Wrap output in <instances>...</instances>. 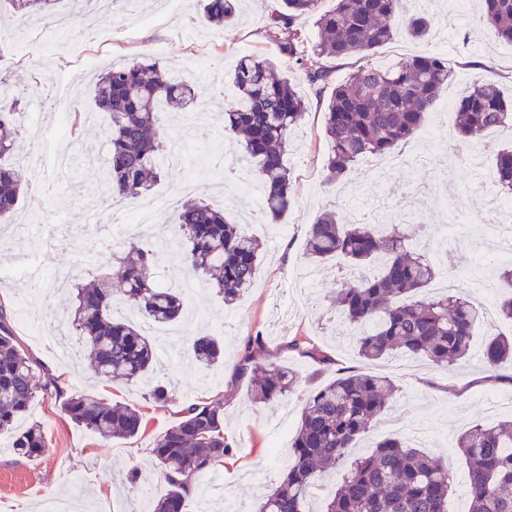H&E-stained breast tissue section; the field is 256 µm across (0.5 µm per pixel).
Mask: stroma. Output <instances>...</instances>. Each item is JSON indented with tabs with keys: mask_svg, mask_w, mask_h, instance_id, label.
<instances>
[{
	"mask_svg": "<svg viewBox=\"0 0 512 512\" xmlns=\"http://www.w3.org/2000/svg\"><path fill=\"white\" fill-rule=\"evenodd\" d=\"M275 6V0H242L238 22L224 28L206 23L199 0H183L177 13L169 12L165 0H142L140 16L113 15L105 35L90 40L86 30L95 15L82 0H67L60 11V24L53 26L46 25L39 15L21 16L6 2L0 5V31L7 36L9 54L8 60L0 62V75L22 96L26 119L20 132L30 144L45 137L31 115L57 88H64L68 100L81 111H93L92 67L76 62L87 46H94V67L99 68L143 54L173 73L193 69L196 57L202 55L220 60V67L198 79L201 94L196 104L175 121L176 133L187 148L185 161L171 166L153 191L162 193L175 182L194 176L195 198L222 207L230 222L260 239L264 252L255 283L231 306L224 305L200 280L191 279L178 246L159 254L157 283L182 279L192 285L184 296L185 312L174 326V335L156 339L161 368L136 384L98 379L87 355L81 353L67 361L58 352L61 332L55 315L72 307L73 294L29 290L24 283L47 279L58 271L86 276L111 272L113 255L141 235L140 229L127 221L133 206L118 204L104 215L92 250L54 252L52 243L70 233L81 234V195L84 186L97 181L99 168L87 167L76 178L63 179L38 205L33 202L34 188H25L13 223L0 224V306L10 317L14 335L66 393L92 394L114 404L135 406L143 413L144 424L136 438L106 440L70 422L53 396L37 394L32 418L43 427L46 450L40 459L26 460L10 452L8 435H0V512H46L53 500L71 503L75 512H145L166 490L151 455L156 439L188 404L219 396L224 399V435L235 442L237 453L216 470L224 481L226 497L215 512H254L285 469L288 442L310 383L332 381L342 368L389 378L398 388L388 409L361 440L359 453L369 452L380 438H406L412 430H424L423 451L447 459L458 481L448 499V512H467L468 495L461 487L467 468L455 442L474 424L512 418L507 406L512 399V369L503 368L502 379L492 378L482 355L490 335L512 336V322L495 312L480 320L468 360L445 370L400 353L365 362L357 357L349 337L335 333L336 312L331 300L337 280L348 276L349 268L341 264L325 267L320 298L315 302L299 288L298 273L307 264L304 244L309 226L322 208L335 204L349 213L378 206L385 223L405 225L413 244L435 264L439 279L430 285V293L441 292L440 280L447 274L470 273L492 286L489 294H475L476 304L495 308L508 294L500 286L499 268L484 265L498 245L489 227L498 198L495 192L480 187L474 172L460 163L453 177L461 190L460 207L466 222L447 223L445 213L428 206L413 215L403 209L400 196L416 178L419 167H444L449 158L466 151L454 127L448 126L431 136L419 134L411 139V146L423 149L418 163L406 162L383 172L358 166L352 173L359 183L356 193L334 203L333 187L325 180L328 146L323 115L316 92L303 78L304 69L318 68L322 60L309 54L303 65H295L277 41L266 37L264 22ZM423 8L432 22L429 36L423 40L397 36L376 49L370 62L387 65L427 52L441 54L454 62L456 70L448 99H455L475 81L494 84L505 99H512V44L498 38L488 24L463 15L459 0H425ZM246 55L274 62L278 73L295 83L307 104L288 153L292 202L281 218L288 227L284 235L277 234L275 225L253 222L252 200L225 202L224 194L234 181L208 160L215 152L229 163L238 155L239 144L224 134V107L211 96L220 87L225 98H232V76ZM204 332L214 333L224 346L223 365L211 370L184 357L188 342ZM258 333L268 341L270 360L297 376L287 406L255 402L247 379L235 376V365L248 338ZM292 339L319 348L333 359V367H320L286 349V342ZM159 381L170 390L162 407L148 398ZM134 469L141 471L143 478L132 486L127 477Z\"/></svg>",
	"mask_w": 512,
	"mask_h": 512,
	"instance_id": "obj_1",
	"label": "stroma"
}]
</instances>
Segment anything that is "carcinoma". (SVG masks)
Listing matches in <instances>:
<instances>
[{"label": "carcinoma", "mask_w": 512, "mask_h": 512, "mask_svg": "<svg viewBox=\"0 0 512 512\" xmlns=\"http://www.w3.org/2000/svg\"><path fill=\"white\" fill-rule=\"evenodd\" d=\"M6 2L18 14L39 13L53 23L62 0ZM320 3L282 0L268 16L265 32L290 60L301 64L310 50L324 59L319 68L304 72L311 86L327 88L336 63L353 61V73L323 100L326 180L342 185L359 161L392 156L416 135L448 92L455 64L436 53L384 67L365 62L400 28L415 39L428 36L429 17L406 11L403 0H336L326 11ZM481 7V19L512 43V0H482ZM239 9L240 0L203 3L206 20L217 26L234 24ZM303 16L316 17L318 39L313 43L296 25ZM232 86L235 96L224 112V133L240 138L243 160L257 172L263 194L257 222L276 224L291 205L288 136L302 120L305 102L291 80L257 56L240 60ZM93 92L95 110L107 118L108 203L148 195L166 174L174 151L171 114L188 111L199 97L198 87L173 79L157 62L142 57L107 68ZM19 113L16 88L0 77V222L14 218L30 181L29 171L16 160ZM455 127L471 143L487 130L511 128L512 106L494 84L477 81L456 101ZM494 180L501 193L512 195V150L497 157ZM171 229L195 276L215 288L224 304H234L254 284L260 241L228 222L224 210L185 198L174 211ZM306 252L317 266L339 261L354 271L337 284L334 307L360 358L374 361L402 351L446 369L468 356L479 308L462 292L427 295L437 269L410 247L401 226L345 222L329 207L310 225ZM156 264L152 247L133 241L119 258V287H112V277L105 274L87 283L71 279L75 306L67 326L88 347L97 376L135 383L154 370L152 338L114 316V307L129 305L144 320L159 324L181 317L183 295L155 283ZM286 347L320 366L334 364L295 339ZM186 354L204 367H217L224 357L212 334L193 338ZM484 359L491 371L512 362V338H489ZM235 374L248 378L254 397L265 404L281 402L294 384L291 371L267 360L260 336L246 344ZM39 389L58 398L72 423L105 440L132 439L142 430L138 408L88 394L67 395L54 377L40 379L36 362L19 346L0 308V434L8 433L14 453L30 460L45 452L43 431L38 422L23 425L21 420L30 417ZM395 392L390 380L361 372L309 390L289 443L284 476L262 497L258 512H313L309 502L330 464L345 465V472L318 512H448L454 473L406 439L384 438L371 453L349 458ZM456 447L468 468V512H512V420L475 424L459 436ZM152 455L167 485L152 512H184L196 480L235 455L234 443L224 437V402L189 404L155 441Z\"/></svg>", "instance_id": "1"}]
</instances>
